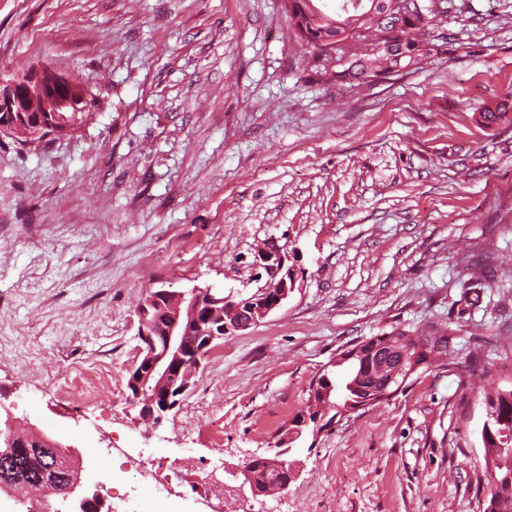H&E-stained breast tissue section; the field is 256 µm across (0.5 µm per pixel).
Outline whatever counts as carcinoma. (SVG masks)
Here are the masks:
<instances>
[{
  "label": "carcinoma",
  "mask_w": 512,
  "mask_h": 512,
  "mask_svg": "<svg viewBox=\"0 0 512 512\" xmlns=\"http://www.w3.org/2000/svg\"><path fill=\"white\" fill-rule=\"evenodd\" d=\"M420 10L405 16L396 0H338L335 11H327L318 0H288L285 12L289 25L296 31L305 53L314 55L336 45L338 65L332 74L325 68H309L311 82L325 87H359L364 77L373 83L390 80L403 69L419 65L426 59L448 51V42L432 39L436 13L433 0H421ZM488 125L510 124L509 98L480 113ZM350 345L336 358L338 371L324 372L311 384L305 414L309 420L331 411L330 424L354 396L349 384L363 387L373 382L370 361L353 354ZM486 409L482 425L483 476L492 512H512V389L479 387ZM54 448H43L33 441H20L7 455L0 457V486L16 481L35 486L62 481L67 467L58 461Z\"/></svg>",
  "instance_id": "carcinoma-1"
}]
</instances>
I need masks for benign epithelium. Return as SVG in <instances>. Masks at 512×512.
I'll return each instance as SVG.
<instances>
[{
  "label": "benign epithelium",
  "instance_id": "benign-epithelium-1",
  "mask_svg": "<svg viewBox=\"0 0 512 512\" xmlns=\"http://www.w3.org/2000/svg\"><path fill=\"white\" fill-rule=\"evenodd\" d=\"M40 104H35V99ZM95 99L82 84L57 72L46 62L33 65L0 79V113H17L22 119L11 117L0 120V131L26 143L43 134L45 130L59 133L64 128L45 125L38 118L29 121L34 112H91ZM288 257L279 246L270 244L258 252L257 263L266 274L265 285L246 298L233 294L227 296L210 288L194 287L185 291L169 289L149 293L138 309V357L129 368L127 386L132 389L129 402L139 407V415L154 423L180 405L191 386L194 371L208 357L214 342L226 335L245 331L281 307L295 290L297 274L287 264ZM404 338L387 340L379 346L367 348L369 360L377 367V377L372 386L389 395L388 389L401 376H409L424 365L442 364L448 358L441 345H426L421 358L402 348ZM4 428L0 430V447L10 448L19 436H33L53 448H71L74 445L51 440L44 432L31 428L18 429L10 412L0 417ZM275 474L287 473L288 482L298 478L299 470L277 456L266 460ZM242 484L249 485L256 496L268 493L274 484H257L254 472L241 470ZM72 507H86L89 489L78 480L69 488Z\"/></svg>",
  "mask_w": 512,
  "mask_h": 512
}]
</instances>
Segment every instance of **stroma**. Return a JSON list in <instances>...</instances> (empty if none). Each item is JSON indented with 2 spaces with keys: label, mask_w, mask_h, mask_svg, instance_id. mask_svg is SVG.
I'll return each mask as SVG.
<instances>
[{
  "label": "stroma",
  "mask_w": 512,
  "mask_h": 512,
  "mask_svg": "<svg viewBox=\"0 0 512 512\" xmlns=\"http://www.w3.org/2000/svg\"><path fill=\"white\" fill-rule=\"evenodd\" d=\"M447 53L373 86L324 88L283 0H0V72L43 60L100 101L39 146L0 136V390L17 428L234 469L273 456L337 352L450 334V364L304 434L280 512H482L484 406L512 388V0H447ZM275 241L287 302L212 350L160 425L128 402L139 302L175 285L255 291ZM102 364L98 394L48 378ZM210 408L205 420L192 405Z\"/></svg>",
  "instance_id": "stroma-1"
}]
</instances>
